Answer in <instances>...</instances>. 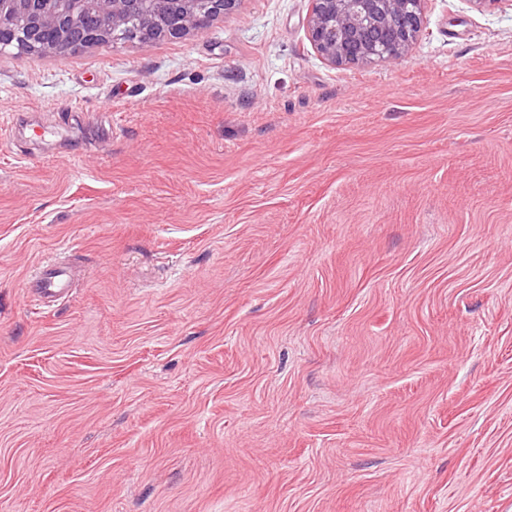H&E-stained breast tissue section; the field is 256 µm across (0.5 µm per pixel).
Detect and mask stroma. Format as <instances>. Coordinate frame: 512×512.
<instances>
[{
  "mask_svg": "<svg viewBox=\"0 0 512 512\" xmlns=\"http://www.w3.org/2000/svg\"><path fill=\"white\" fill-rule=\"evenodd\" d=\"M310 11L0 54V512H512V0ZM425 0H312L311 41L333 65L397 61L422 30ZM72 273L55 261L43 263L27 292L39 304L51 307L66 299L71 290Z\"/></svg>",
  "mask_w": 512,
  "mask_h": 512,
  "instance_id": "obj_1",
  "label": "stroma"
}]
</instances>
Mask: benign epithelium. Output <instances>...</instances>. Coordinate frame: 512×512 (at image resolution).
<instances>
[{"label": "benign epithelium", "instance_id": "1", "mask_svg": "<svg viewBox=\"0 0 512 512\" xmlns=\"http://www.w3.org/2000/svg\"><path fill=\"white\" fill-rule=\"evenodd\" d=\"M240 0H0V27L8 25L18 40L16 50L37 49L48 33L53 45L42 49L66 59L112 38V31L129 17L140 15L148 34L182 39L215 18L231 14ZM425 0H312L308 19L311 41L333 65L397 61L422 30ZM100 25L74 43L70 33L85 16Z\"/></svg>", "mask_w": 512, "mask_h": 512}]
</instances>
